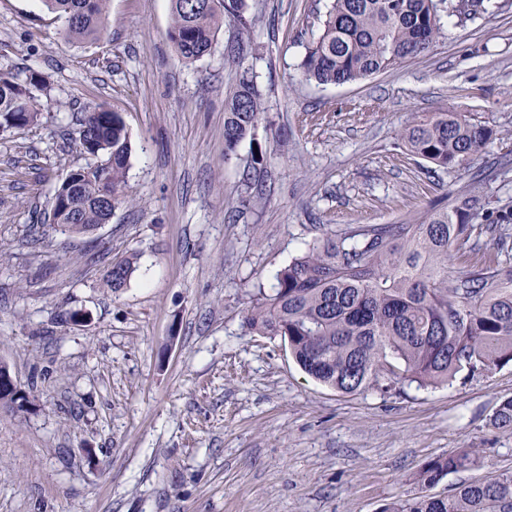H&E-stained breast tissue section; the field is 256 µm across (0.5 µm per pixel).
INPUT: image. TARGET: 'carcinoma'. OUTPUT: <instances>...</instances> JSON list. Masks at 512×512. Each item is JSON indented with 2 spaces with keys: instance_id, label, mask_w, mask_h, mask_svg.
Masks as SVG:
<instances>
[{
  "instance_id": "cac0c4a2",
  "label": "carcinoma",
  "mask_w": 512,
  "mask_h": 512,
  "mask_svg": "<svg viewBox=\"0 0 512 512\" xmlns=\"http://www.w3.org/2000/svg\"><path fill=\"white\" fill-rule=\"evenodd\" d=\"M64 19L70 43L103 34L109 0H41ZM445 0H331L319 36L306 48L302 68L321 85L365 79L428 50L440 34ZM487 0H459L466 15L487 13ZM246 0H170L168 38L185 62L211 52L224 18L247 29ZM44 77L0 74V129L36 125L43 104L35 90ZM260 93L242 73L226 105L224 154L253 135ZM494 132L453 110L417 116L401 131L409 152L443 170H462ZM81 150L97 161L71 170L78 190L67 204L53 201L49 228L71 237L92 233L109 219L103 196L122 202L132 144L119 113L97 104L85 113ZM477 187L433 208L417 224H365L326 232L276 275L271 293L258 289L244 323L253 333L288 337L290 354L311 377L342 394L373 385L387 392L402 381L421 387L452 382L466 371H489L512 362V265L476 263L455 274L453 253L476 251L498 224L512 223V206L490 211ZM135 270V256L112 265L107 285L117 293ZM493 421L512 426V398ZM478 463L461 449L428 461L414 481L431 488L450 472ZM381 512H512V472L463 483L447 496L419 495Z\"/></svg>"
}]
</instances>
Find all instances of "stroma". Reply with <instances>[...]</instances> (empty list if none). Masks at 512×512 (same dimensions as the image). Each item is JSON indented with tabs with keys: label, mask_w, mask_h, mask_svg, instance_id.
Here are the masks:
<instances>
[{
	"label": "stroma",
	"mask_w": 512,
	"mask_h": 512,
	"mask_svg": "<svg viewBox=\"0 0 512 512\" xmlns=\"http://www.w3.org/2000/svg\"><path fill=\"white\" fill-rule=\"evenodd\" d=\"M247 4L248 38L225 19L186 63L169 0H111L104 34L81 44L39 0H0V72L46 79L39 124L0 132V362L33 403L0 406V512H381L462 448L480 465L433 494L512 471V427L492 422L512 363L345 395L244 325L257 290L324 232L416 223L475 181L512 201V0L442 17L428 51L340 86L301 69L329 0ZM245 67L261 120L228 155ZM96 104L131 137L124 201L92 235L42 237L56 186L92 161L75 137ZM448 109L495 137L466 169H421L399 133ZM132 254L112 293L107 271ZM136 255H131L123 260H120L112 265V275L109 271L107 276V285L112 288V291L120 292L127 285L128 280L135 270Z\"/></svg>",
	"instance_id": "35a3bbf8"
}]
</instances>
